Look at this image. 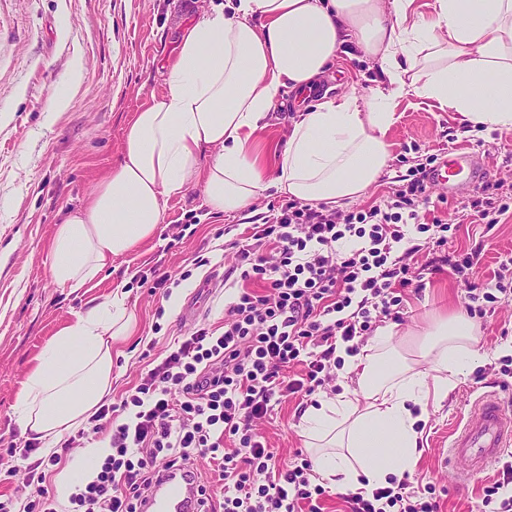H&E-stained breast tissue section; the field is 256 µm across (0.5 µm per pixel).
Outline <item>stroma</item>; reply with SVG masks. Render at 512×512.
Masks as SVG:
<instances>
[{
	"label": "stroma",
	"mask_w": 512,
	"mask_h": 512,
	"mask_svg": "<svg viewBox=\"0 0 512 512\" xmlns=\"http://www.w3.org/2000/svg\"><path fill=\"white\" fill-rule=\"evenodd\" d=\"M219 0H0V446H24L28 437L16 422L17 395L44 347L83 311L90 300L124 284L136 318L131 336L112 345L111 400L138 380L151 349L166 356L175 337L195 323L223 326L232 300L230 290L204 292L211 273L229 274L232 242L264 223L286 198L267 191L238 214H214L201 185L184 198L165 203V221L155 236L124 256L112 259L87 287L69 291L50 277L52 241L57 222L82 205L96 184L122 161L124 132L139 109L166 91L164 72L175 59L180 29L190 17ZM343 75L331 81L332 94L369 95L376 78L373 60L343 57ZM65 87L67 105L50 113V98ZM292 95H284L259 129L255 142L268 167L285 146L294 116ZM397 121L388 133L389 172L364 196L338 205L345 214L382 202L399 186V176L430 156L445 159L465 150L485 165L488 181L512 194V132L492 131L471 139L455 113L431 100L400 97ZM471 193L455 198L431 190L422 222L456 225L449 250L477 249V278L490 283L500 261L512 256V210L493 229L472 214ZM178 280L170 298L152 294L153 270ZM464 307V290L448 274L433 277L404 303V329H422L427 317ZM476 348L486 363L505 356L512 342V304L477 321ZM493 375L463 376L447 398L430 406L420 427L419 459L412 477L424 476L446 488L441 512H476L483 487L495 470L465 474L445 461L450 432L483 394L499 393ZM316 396L289 398L258 425L276 463L293 461L305 447L301 416Z\"/></svg>",
	"instance_id": "stroma-1"
}]
</instances>
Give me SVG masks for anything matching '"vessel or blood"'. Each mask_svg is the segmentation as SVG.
<instances>
[{
	"instance_id": "vessel-or-blood-1",
	"label": "vessel or blood",
	"mask_w": 512,
	"mask_h": 512,
	"mask_svg": "<svg viewBox=\"0 0 512 512\" xmlns=\"http://www.w3.org/2000/svg\"><path fill=\"white\" fill-rule=\"evenodd\" d=\"M484 180L482 163L473 154L459 151L435 167L432 187L456 196L465 186L479 187ZM512 447V402L497 395L479 396L462 426L450 439L451 457L470 473H479ZM198 480L187 469L165 473L145 502L144 512H199Z\"/></svg>"
}]
</instances>
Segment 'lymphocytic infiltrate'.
Returning <instances> with one entry per match:
<instances>
[{"label": "lymphocytic infiltrate", "instance_id": "f902f5d3", "mask_svg": "<svg viewBox=\"0 0 512 512\" xmlns=\"http://www.w3.org/2000/svg\"><path fill=\"white\" fill-rule=\"evenodd\" d=\"M433 163L404 175L394 197L342 215L296 200L254 225L235 252L243 287L223 329L208 326L175 339L168 355L142 373L118 403L90 416L105 433L108 452L91 478L60 504L46 484L63 451L36 456L34 445L8 448L27 465L30 499L0 500V512H142L145 497L169 469L209 458L223 490L222 512H322L323 486L310 480L303 454L277 466L254 429L284 397L313 394L335 378L337 342L359 353V339L377 322L401 321L406 288H424L428 275L448 270L465 290L469 314L512 301V265L501 264L495 289L475 280L480 251H449L451 225L424 224ZM299 374H292V367ZM232 437L233 449L224 446ZM344 512H439L433 482L390 480L370 495H344Z\"/></svg>", "mask_w": 512, "mask_h": 512}]
</instances>
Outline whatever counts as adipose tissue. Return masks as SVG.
I'll list each match as a JSON object with an SVG mask.
<instances>
[{"mask_svg":"<svg viewBox=\"0 0 512 512\" xmlns=\"http://www.w3.org/2000/svg\"><path fill=\"white\" fill-rule=\"evenodd\" d=\"M227 0L182 30L166 92L136 112L121 164L55 227L50 275L60 288L91 283L109 259L153 237L165 200L201 182L207 205L235 214L268 190L337 205L383 176L398 96L436 100L468 134L512 130V0ZM356 46L381 84L298 111L275 169L252 140L285 91L313 89ZM134 313L122 288L91 300L44 348L18 394L24 432L53 447L109 398L112 342ZM463 313L420 331L379 326L344 355L341 390L306 409L302 433L318 481L358 493L412 470L430 400H443L481 361Z\"/></svg>","mask_w":512,"mask_h":512,"instance_id":"ef3b65f1","label":"adipose tissue"}]
</instances>
